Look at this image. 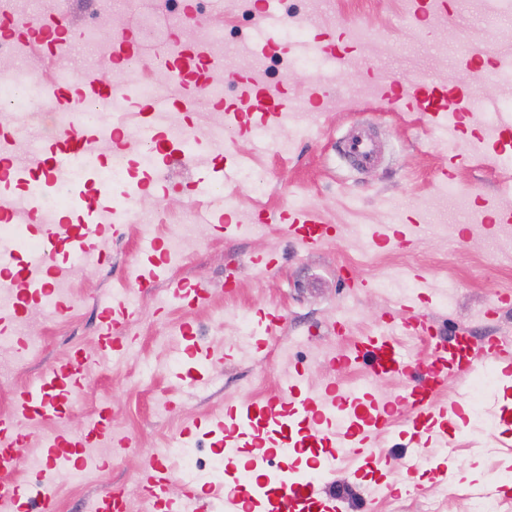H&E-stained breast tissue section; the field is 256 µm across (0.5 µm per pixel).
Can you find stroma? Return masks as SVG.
<instances>
[{
    "label": "stroma",
    "instance_id": "35a3bbf8",
    "mask_svg": "<svg viewBox=\"0 0 512 512\" xmlns=\"http://www.w3.org/2000/svg\"><path fill=\"white\" fill-rule=\"evenodd\" d=\"M233 4L211 0L199 20L225 40L242 33L254 43L253 52L230 54L222 104L207 99L194 82L178 85L176 94L193 99V108L181 118L196 129L229 108L242 115V124L224 133L226 157L242 159L243 170L253 171L263 188L251 192L237 178L224 183L223 195L203 197L193 190L199 171L178 168L160 181L158 192L141 194L152 211L154 237L166 239L185 224L195 227L199 245L171 273L205 284L212 300L201 307L180 305L169 301L162 283L141 293L130 325L131 353L90 366L63 423L68 433L80 435L101 400L109 399L114 433L130 446L111 452L96 479L60 482L57 512H86L90 501L113 488L124 494L130 512H146L142 469L155 449L232 402L279 395L282 378L296 370L312 395L331 383L344 390L364 384L373 395L397 399L392 426L371 448L338 451L342 512H427L432 500L440 512H472L473 488L512 480V382L479 375L466 402L468 416L449 425L447 446L425 445L421 465L410 475L403 420L411 404L402 398L404 380L371 381L362 367H342L338 360L351 340L384 330L399 338L417 366L434 343L462 331L477 341L512 340V239L493 229L497 213L512 212V196L504 193L512 168L489 164L477 148L493 139L488 119L512 121V109L502 105L512 99V70L499 65L512 59V17L499 14L496 0H487L480 12L468 0H446L440 11L419 20L408 17L406 0H322L316 9L306 0H271L269 9L279 20L273 29L236 13ZM293 24L303 25L307 40L335 32L338 57L322 54L325 69L318 76L304 68L284 73L273 61L265 73H257L252 56L263 53L270 36L279 38V55H289L286 32ZM257 77L280 85L291 103L267 134L250 122L252 103L242 95ZM413 77L448 97H472L454 133L433 127L425 113L393 111L378 96L356 92L360 85L374 88ZM316 84L326 94L315 104L310 90ZM361 126L370 128L380 145L378 162L366 168L353 165L341 151L343 140ZM451 160L456 166L450 184L466 201L463 210H446L442 198L447 183L441 170ZM209 205L223 210L225 223L239 227L265 212L303 206L336 225L338 233L316 249L285 237L274 223L257 236L240 230L227 235L197 223V207ZM384 224H416L420 230L405 246L372 244L369 229ZM139 242V226L132 222L92 266L56 254L74 285L72 311L48 319L43 307L30 309L21 332L41 342L37 361L19 367L12 351H0V415L10 412L21 386L36 382L71 348L96 352L99 306L124 299L131 288ZM268 253L277 255L276 268L254 265L255 257ZM420 282L429 297L420 311L430 329L422 337L407 336L394 322L397 301ZM261 309L280 315L283 323L257 351L247 338ZM183 323L213 355L212 382L203 390H189L170 372L180 346L166 337ZM441 466L452 472L444 486L432 478Z\"/></svg>",
    "mask_w": 512,
    "mask_h": 512
}]
</instances>
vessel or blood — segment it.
<instances>
[{"label":"vessel or blood","instance_id":"vessel-or-blood-1","mask_svg":"<svg viewBox=\"0 0 512 512\" xmlns=\"http://www.w3.org/2000/svg\"><path fill=\"white\" fill-rule=\"evenodd\" d=\"M0 31L10 35L19 48H28L36 42L60 56L67 51L70 26L57 16L24 28L12 27L4 21L0 23ZM143 45L141 35L132 30L114 38V65L123 66L140 58ZM166 64L177 81L197 78L207 68L206 52L198 46L183 47L168 56ZM39 92L63 112L73 111L85 101L110 98L127 102L135 95L133 88H115L97 80L83 82L74 94L60 84L40 87ZM245 96L256 103L259 128L272 131L285 107L281 92L255 82L246 89ZM380 97L389 108L427 113L435 126H443L445 122L446 94L423 82L389 84ZM156 110V104H146L133 131L90 121L84 122L75 135L61 129L47 145L31 153L21 167L14 164V136L0 118V219L21 225L23 234L37 236L34 246L21 249L15 241L0 242V272L22 283L11 307L0 311V320L20 324L30 307L48 301L54 302L57 317H67L68 301L55 295L54 290L68 274L65 267L53 264V254L62 249L85 261L97 262L109 238L120 235L125 222L119 219L112 204L111 191L90 175L72 189L86 203L83 223L74 225L65 217L51 219L36 229L30 223L42 214L43 196L63 181L75 163L96 159L104 139H111L114 151L125 155L151 146L155 157L153 176L158 180L164 178L166 170L183 152L158 130ZM25 172L38 189L19 199L11 186L20 182ZM271 220L280 224L286 236L309 248L321 246L336 235L335 225L300 207L274 214ZM162 281L166 282L172 299L188 305H202L208 298V291L202 285L171 276L162 246L153 240L139 253L133 288L140 292ZM102 313L98 350L103 356L121 359L128 348L127 326L135 310L128 301L119 300L103 305ZM177 332L189 364L175 366L173 374L190 388L201 389L209 381L203 350L193 343L189 325H180ZM81 356V349L69 351L37 383L18 391L10 414L0 418V502L12 512H26L33 501L41 503L43 512H54L56 503L54 490L46 482L22 484L17 480L21 470L19 422L54 425L53 434L43 444V462L50 467L63 460L80 467L85 449L106 445L110 440L109 413L105 410L76 438L57 425L65 416L68 399L80 380ZM340 363L363 364L374 378H402L411 370L395 337L386 333L360 337L344 352ZM483 370L503 378L511 377L512 343L496 336L477 342L461 333L451 343L433 347L420 377L408 390L413 412L406 419L405 427L414 447H422L427 439L437 443L447 440L448 423L459 410L458 402L447 403L439 398L449 377L466 379ZM393 409L392 398H378L367 392L351 395L332 385L312 397L305 392L300 377H288L280 396L228 405L223 412L209 414L204 423L210 434L217 436L219 447L228 457L234 456L238 449L251 447L254 432L263 429L284 437L294 452L303 454L313 448L321 449L322 456L315 461V473L291 475L280 471L263 495L257 497L242 491L240 482L219 483L202 472H185L180 478H173L167 459L155 456L144 464L147 495L155 512H340L343 498L336 491L335 476L338 449L370 447L377 432L389 423ZM127 509L123 495L110 491L93 500L90 512H127Z\"/></svg>","mask_w":512,"mask_h":512}]
</instances>
